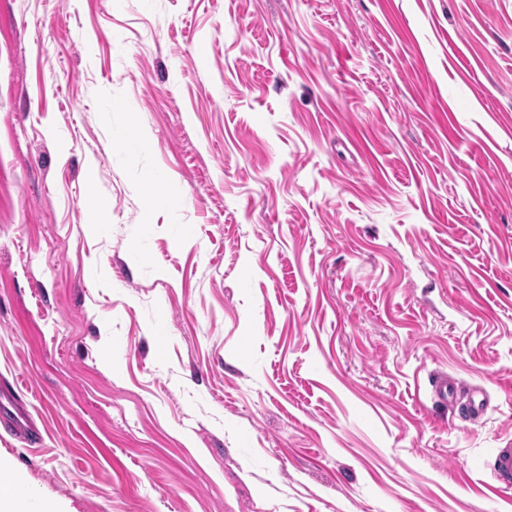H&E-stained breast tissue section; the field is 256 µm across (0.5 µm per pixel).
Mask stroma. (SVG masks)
<instances>
[{"instance_id": "35a3bbf8", "label": "stroma", "mask_w": 512, "mask_h": 512, "mask_svg": "<svg viewBox=\"0 0 512 512\" xmlns=\"http://www.w3.org/2000/svg\"><path fill=\"white\" fill-rule=\"evenodd\" d=\"M13 382L35 507L512 512V0H0ZM466 390L468 397L467 418L470 423L479 422L487 409L486 393L478 388H466L456 380H448V376L435 379L434 394L442 402H453L458 393ZM493 477L495 484H489L487 489L495 493L499 488L512 487V446L509 442L503 448H496L493 459Z\"/></svg>"}]
</instances>
